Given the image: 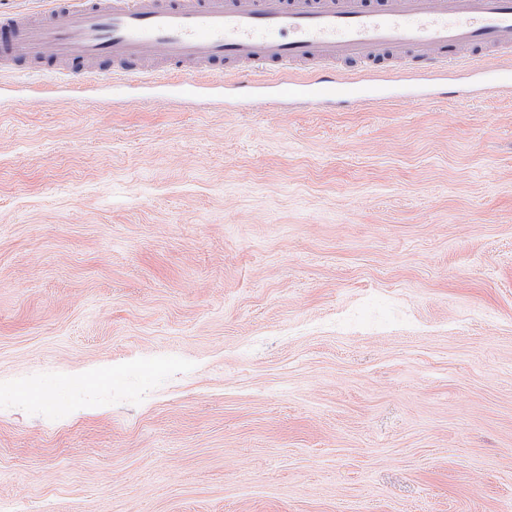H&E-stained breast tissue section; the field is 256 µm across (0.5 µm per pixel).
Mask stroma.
I'll return each instance as SVG.
<instances>
[{"mask_svg": "<svg viewBox=\"0 0 512 512\" xmlns=\"http://www.w3.org/2000/svg\"><path fill=\"white\" fill-rule=\"evenodd\" d=\"M0 75V512H512V92Z\"/></svg>", "mask_w": 512, "mask_h": 512, "instance_id": "obj_1", "label": "stroma"}]
</instances>
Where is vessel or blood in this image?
Returning a JSON list of instances; mask_svg holds the SVG:
<instances>
[{
    "label": "vessel or blood",
    "mask_w": 512,
    "mask_h": 512,
    "mask_svg": "<svg viewBox=\"0 0 512 512\" xmlns=\"http://www.w3.org/2000/svg\"><path fill=\"white\" fill-rule=\"evenodd\" d=\"M447 79L459 49L512 60V0H46L39 13L0 11V73L67 80L136 79L162 58L183 99L233 89L319 106L365 101L337 66ZM309 63L294 82L287 74Z\"/></svg>",
    "instance_id": "vessel-or-blood-1"
}]
</instances>
